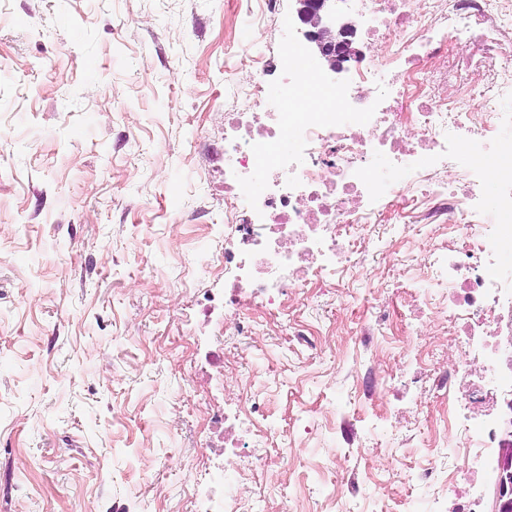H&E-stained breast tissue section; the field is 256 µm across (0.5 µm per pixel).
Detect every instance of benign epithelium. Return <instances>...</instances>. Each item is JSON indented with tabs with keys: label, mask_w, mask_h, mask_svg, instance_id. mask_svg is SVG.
I'll return each instance as SVG.
<instances>
[{
	"label": "benign epithelium",
	"mask_w": 512,
	"mask_h": 512,
	"mask_svg": "<svg viewBox=\"0 0 512 512\" xmlns=\"http://www.w3.org/2000/svg\"><path fill=\"white\" fill-rule=\"evenodd\" d=\"M300 30L314 54L336 73L357 54L355 27L336 20V0H294Z\"/></svg>",
	"instance_id": "benign-epithelium-1"
}]
</instances>
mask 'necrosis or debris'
Masks as SVG:
<instances>
[{"label": "necrosis or debris", "instance_id": "necrosis-or-debris-1", "mask_svg": "<svg viewBox=\"0 0 512 512\" xmlns=\"http://www.w3.org/2000/svg\"><path fill=\"white\" fill-rule=\"evenodd\" d=\"M339 0L370 54L345 80L320 77L319 107L297 101L308 74L306 46L285 33L287 63L268 85L255 63L249 94L260 112H233L224 136V249L234 297L279 308L323 277L347 288L344 272L391 278L412 294L419 331L447 325L454 355L406 346L400 378L417 392L452 396L445 442L458 464L449 489L470 494L453 512H483L478 485L496 478V453L512 396V68L496 52L512 29V0ZM475 60L479 80L433 95L430 79ZM430 158L441 178L424 174ZM444 223V241L414 260L391 253L381 270L357 265L369 252L380 204Z\"/></svg>", "mask_w": 512, "mask_h": 512}]
</instances>
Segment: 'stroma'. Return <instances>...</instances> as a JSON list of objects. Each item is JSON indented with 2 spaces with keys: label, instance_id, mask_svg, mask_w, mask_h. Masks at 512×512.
I'll return each instance as SVG.
<instances>
[{
  "label": "stroma",
  "instance_id": "obj_1",
  "mask_svg": "<svg viewBox=\"0 0 512 512\" xmlns=\"http://www.w3.org/2000/svg\"><path fill=\"white\" fill-rule=\"evenodd\" d=\"M293 0H0V512H190L195 483L222 460L209 419L259 396L273 427L296 421L293 453L266 449L237 480L242 512H438V484L406 481L434 447L448 402L424 394L428 429L404 386L400 321L377 312L408 295L326 282L279 309L230 302L224 266V114L254 111L233 87L255 56L276 60ZM393 215L372 254L444 238ZM223 300L212 336L196 312ZM251 335L236 331L239 321ZM322 346L288 338L291 323ZM223 352V363L211 362ZM397 435L371 418L386 406ZM178 449L180 465L165 458ZM391 457L379 473L370 458Z\"/></svg>",
  "mask_w": 512,
  "mask_h": 512
}]
</instances>
